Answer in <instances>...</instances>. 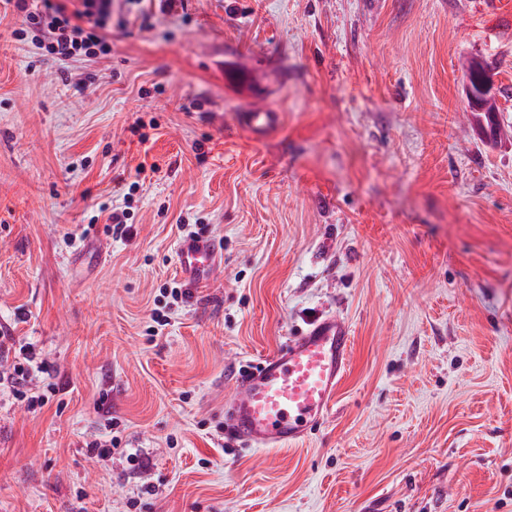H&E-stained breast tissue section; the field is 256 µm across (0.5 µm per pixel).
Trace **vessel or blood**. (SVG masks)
<instances>
[{"instance_id":"1","label":"vessel or blood","mask_w":512,"mask_h":512,"mask_svg":"<svg viewBox=\"0 0 512 512\" xmlns=\"http://www.w3.org/2000/svg\"><path fill=\"white\" fill-rule=\"evenodd\" d=\"M276 109L242 113L240 122L253 137L279 124ZM179 268L189 284L206 285L221 262L214 242L203 235L182 238L176 246ZM348 323L334 315L314 320L299 336L266 356L239 378L227 405L226 432L255 450L297 445L324 421L348 370Z\"/></svg>"}]
</instances>
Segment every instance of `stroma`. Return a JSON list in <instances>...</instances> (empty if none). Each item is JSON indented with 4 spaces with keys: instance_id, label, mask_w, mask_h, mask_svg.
Returning a JSON list of instances; mask_svg holds the SVG:
<instances>
[{
    "instance_id": "stroma-1",
    "label": "stroma",
    "mask_w": 512,
    "mask_h": 512,
    "mask_svg": "<svg viewBox=\"0 0 512 512\" xmlns=\"http://www.w3.org/2000/svg\"><path fill=\"white\" fill-rule=\"evenodd\" d=\"M15 26L0 328L53 377L34 407L0 386V512H512V0H112L111 54L58 62ZM473 59L506 91L493 145ZM182 224L224 260L158 327ZM327 315L352 343L326 419L243 448L240 368ZM280 113L273 108H264L243 112L240 122L253 137L260 138L272 132L279 124Z\"/></svg>"
}]
</instances>
